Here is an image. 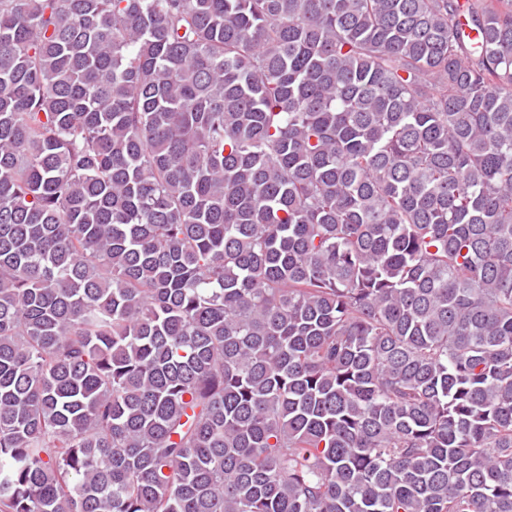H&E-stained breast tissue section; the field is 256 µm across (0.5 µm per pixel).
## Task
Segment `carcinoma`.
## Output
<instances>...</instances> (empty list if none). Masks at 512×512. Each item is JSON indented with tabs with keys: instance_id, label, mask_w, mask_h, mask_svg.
Here are the masks:
<instances>
[{
	"instance_id": "obj_1",
	"label": "carcinoma",
	"mask_w": 512,
	"mask_h": 512,
	"mask_svg": "<svg viewBox=\"0 0 512 512\" xmlns=\"http://www.w3.org/2000/svg\"><path fill=\"white\" fill-rule=\"evenodd\" d=\"M0 512H512V0H0Z\"/></svg>"
}]
</instances>
